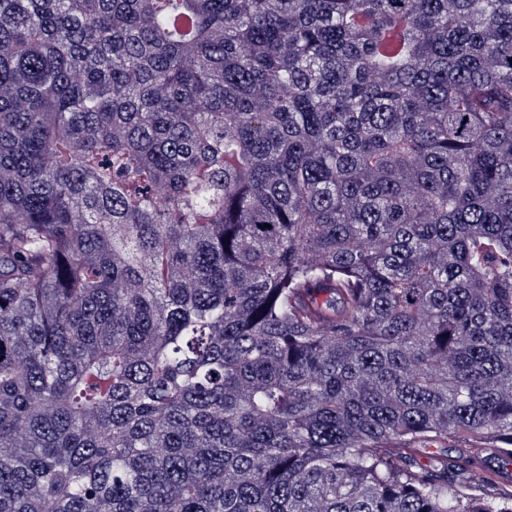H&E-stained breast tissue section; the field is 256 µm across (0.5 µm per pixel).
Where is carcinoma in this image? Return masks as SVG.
<instances>
[{
  "mask_svg": "<svg viewBox=\"0 0 512 512\" xmlns=\"http://www.w3.org/2000/svg\"><path fill=\"white\" fill-rule=\"evenodd\" d=\"M512 0H0V512H512Z\"/></svg>",
  "mask_w": 512,
  "mask_h": 512,
  "instance_id": "obj_1",
  "label": "carcinoma"
}]
</instances>
